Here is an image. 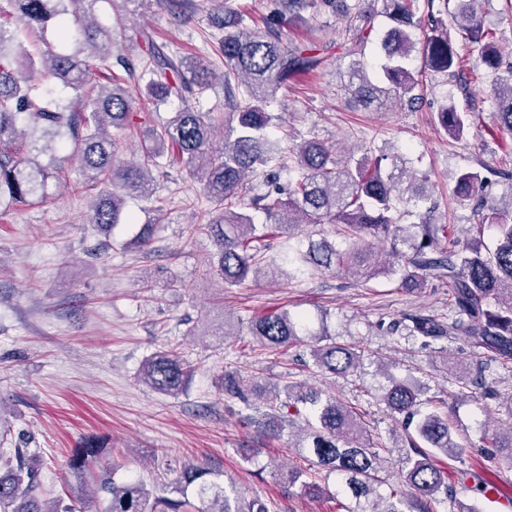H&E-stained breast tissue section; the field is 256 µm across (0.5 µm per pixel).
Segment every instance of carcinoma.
I'll use <instances>...</instances> for the list:
<instances>
[{
    "label": "carcinoma",
    "mask_w": 512,
    "mask_h": 512,
    "mask_svg": "<svg viewBox=\"0 0 512 512\" xmlns=\"http://www.w3.org/2000/svg\"><path fill=\"white\" fill-rule=\"evenodd\" d=\"M359 0L346 14L345 55L349 65L348 87L354 102L365 108L383 107L421 99L424 79L454 76L464 72L457 39L445 21L421 12V0H378L381 14L392 26L383 33L380 48L386 59L383 77L369 75L362 51L372 32L371 10ZM450 16L461 39L481 46L485 74H472V82L489 81L495 101L498 127L512 134V52L504 55L496 32L486 28L478 16V0H455ZM96 0H9L12 13L31 31L52 26L61 38L70 37V7H93ZM306 7V0H288V15L276 13L261 30L244 23L243 14L224 6V36L219 51L224 56V100L230 111L195 112L184 107L158 125L141 141L142 160L117 158L119 137L108 133L131 129L138 114L125 87L112 80V87L95 89L92 76L97 68H121L128 76L135 69L126 57L112 55V28L93 18L78 32L84 51L43 54L41 75L55 79L79 92L76 100L44 99L34 95L32 58L18 64L16 35L0 22V203L27 204L46 197L47 181L59 177L63 166L55 144L69 140L73 153L86 174V186L95 189L108 184L112 190L96 194L92 223L103 229L130 221L124 212L126 198L149 200V167L176 150L202 194L214 204L200 214L185 232L194 238L211 237L218 250L217 272L229 286H241L262 272L270 250L269 238L290 237L298 225L337 224L344 246L308 236L299 240L298 257L289 261L288 276L331 272L370 280L383 274L402 273V284L422 289L431 280L448 283L452 314L440 323L420 314L406 317L412 336L435 340L446 338L491 353L500 362L512 360V200L500 204L477 202L476 237L467 241L455 236L451 224H434L416 212L423 199L416 177L398 154L390 156L397 174L382 172L384 156L363 152L338 156L332 147L315 138L306 139L290 150L294 175L288 191L256 190L248 176L263 174L280 160L278 141L269 135L275 116L268 107L278 91L298 75L316 72L323 63L320 49L283 43L281 29L292 16ZM422 37H416V32ZM149 54L150 78L141 97L154 108L176 98L185 103L211 86L208 65L156 43L140 33ZM419 52V69L407 67L413 52ZM477 113L463 111L446 101L437 112L438 125L455 140H461L475 125ZM224 127V146L213 151L211 135L215 126ZM40 134L42 144L32 148L49 157L47 163L24 153L25 132ZM488 168L468 169L458 174L454 193L461 201H471L489 183ZM265 223L255 222V214ZM403 216L415 221L400 223ZM493 232L488 246L481 235ZM307 318L286 311L266 314L250 322L249 333L265 347L278 350L299 341L306 331ZM316 368L344 376L362 365L363 353L334 341L311 350ZM192 367L175 352L160 351L143 364L142 380L152 389L170 395L181 393L192 376ZM270 406L277 412L267 422L272 435L285 427L299 428L303 436L294 444L299 455L314 460L319 468L338 475L355 500L349 512H402L404 496L378 504L377 469L379 452L356 413L334 397L321 399L295 385L279 387L268 383ZM422 391L414 383L393 381L382 395L390 414L401 427L408 445L404 482L422 498L439 494L453 496L454 485L438 464V456H451L458 448L447 412L422 411ZM495 447L506 448L512 461V424L493 432ZM100 445L85 441L76 449L70 468L85 471L86 463L97 459ZM16 465L0 471V512H72L57 501L43 507L42 489L29 468L22 449H15ZM207 468L190 466L177 478L181 489L196 487L200 506L195 512H266L263 504L232 503L223 487L209 482ZM282 478L300 484L306 493L318 487L303 480L299 470H289ZM98 492L106 494L104 512H183L191 505L186 499L152 497L136 481L122 484L101 481Z\"/></svg>",
    "instance_id": "obj_1"
}]
</instances>
